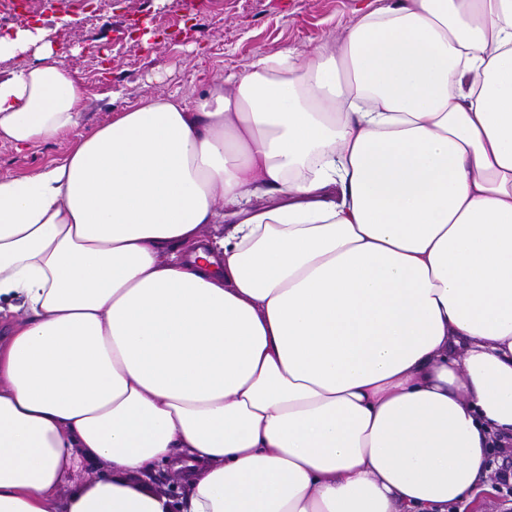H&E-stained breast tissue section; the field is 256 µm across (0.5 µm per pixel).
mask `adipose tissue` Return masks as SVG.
<instances>
[{"label":"adipose tissue","mask_w":512,"mask_h":512,"mask_svg":"<svg viewBox=\"0 0 512 512\" xmlns=\"http://www.w3.org/2000/svg\"><path fill=\"white\" fill-rule=\"evenodd\" d=\"M355 13L0 177V512H441L512 446V0ZM25 54L19 150L87 100Z\"/></svg>","instance_id":"obj_1"}]
</instances>
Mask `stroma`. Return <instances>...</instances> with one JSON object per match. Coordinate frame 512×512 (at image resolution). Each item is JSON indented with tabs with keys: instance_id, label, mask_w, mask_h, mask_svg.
Masks as SVG:
<instances>
[{
	"instance_id": "stroma-1",
	"label": "stroma",
	"mask_w": 512,
	"mask_h": 512,
	"mask_svg": "<svg viewBox=\"0 0 512 512\" xmlns=\"http://www.w3.org/2000/svg\"><path fill=\"white\" fill-rule=\"evenodd\" d=\"M357 0H30L0 33L47 30L81 80L88 101L78 128L86 134L113 112L165 93L193 99L255 57L285 48L309 55L319 38L349 26ZM73 136L24 150L0 143V177L37 171L65 154Z\"/></svg>"
}]
</instances>
